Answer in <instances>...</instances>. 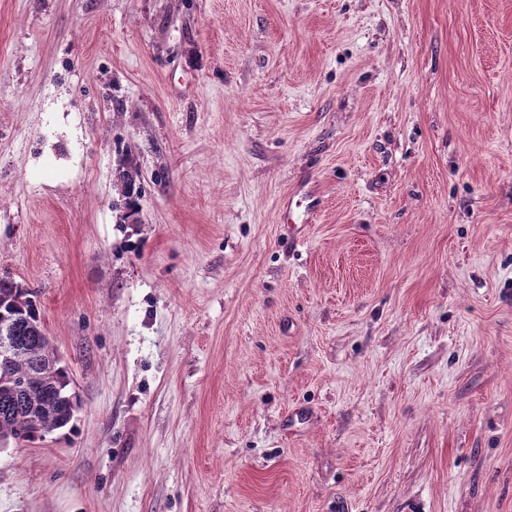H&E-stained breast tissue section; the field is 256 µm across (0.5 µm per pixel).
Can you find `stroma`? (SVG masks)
<instances>
[{"label":"stroma","instance_id":"obj_1","mask_svg":"<svg viewBox=\"0 0 512 512\" xmlns=\"http://www.w3.org/2000/svg\"><path fill=\"white\" fill-rule=\"evenodd\" d=\"M3 274L0 512H512V0H0ZM33 292L9 277H0V309L11 317L0 319V441H31L45 430H60L72 420L69 369L63 364L37 320ZM10 324V327H9ZM9 327V330H8ZM25 379L27 385L12 384Z\"/></svg>","mask_w":512,"mask_h":512}]
</instances>
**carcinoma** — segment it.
Returning a JSON list of instances; mask_svg holds the SVG:
<instances>
[{
  "mask_svg": "<svg viewBox=\"0 0 512 512\" xmlns=\"http://www.w3.org/2000/svg\"><path fill=\"white\" fill-rule=\"evenodd\" d=\"M33 292L0 277V305L11 317L14 353L0 365V438L31 441L46 430H60L72 420L69 369L37 320Z\"/></svg>",
  "mask_w": 512,
  "mask_h": 512,
  "instance_id": "cac0c4a2",
  "label": "carcinoma"
}]
</instances>
